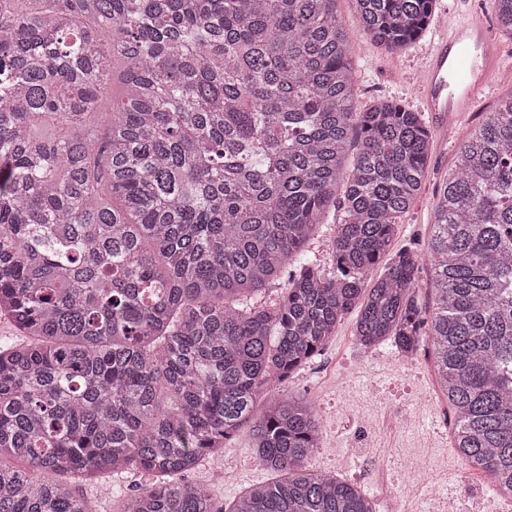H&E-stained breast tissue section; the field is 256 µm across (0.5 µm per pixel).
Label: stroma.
Instances as JSON below:
<instances>
[{
  "mask_svg": "<svg viewBox=\"0 0 512 512\" xmlns=\"http://www.w3.org/2000/svg\"><path fill=\"white\" fill-rule=\"evenodd\" d=\"M458 7V0H437L425 35L406 49L390 53L365 33L350 0H340L338 10L353 51L357 106L365 108L376 100L391 98L422 112L420 80L425 49L436 37L442 19ZM511 92L510 86L492 83L475 111L462 117L449 115L446 130L436 129L432 116L424 114V122L434 129L427 173L416 199L398 220L390 253L426 254L439 189L458 148L497 101ZM355 321V314H347L319 354L285 384L290 393L327 404L320 413L321 437L308 463L310 471L329 470L355 484L375 499L377 512H387L389 490L402 485L413 492L419 512H512V499L490 493L488 476L471 470L453 449V414L438 387L430 344H423L406 365L391 344L369 352L358 349ZM373 383L388 390L393 405L377 410L375 428L365 431L353 420L349 408L352 402L366 399ZM404 405L415 411V426L410 430L394 423L398 407ZM377 447L388 458V469L373 462L370 451ZM417 447L427 450L429 471L436 476L432 485L404 479L406 457ZM273 479V473L254 464L245 429L226 443L221 456L203 460L185 476L186 482L208 486L216 507L223 512L253 485ZM148 482V475L131 469L87 479L80 492L92 512H120L125 498Z\"/></svg>",
  "mask_w": 512,
  "mask_h": 512,
  "instance_id": "stroma-1",
  "label": "stroma"
}]
</instances>
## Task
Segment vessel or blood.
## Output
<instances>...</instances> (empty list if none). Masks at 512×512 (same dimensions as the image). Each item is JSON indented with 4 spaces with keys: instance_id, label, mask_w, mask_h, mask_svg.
<instances>
[{
    "instance_id": "b4317fda",
    "label": "vessel or blood",
    "mask_w": 512,
    "mask_h": 512,
    "mask_svg": "<svg viewBox=\"0 0 512 512\" xmlns=\"http://www.w3.org/2000/svg\"><path fill=\"white\" fill-rule=\"evenodd\" d=\"M502 60L482 21L446 26L432 44L422 79V99L437 122L472 111L501 69Z\"/></svg>"
}]
</instances>
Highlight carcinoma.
Here are the masks:
<instances>
[{"label":"carcinoma","instance_id":"obj_1","mask_svg":"<svg viewBox=\"0 0 512 512\" xmlns=\"http://www.w3.org/2000/svg\"><path fill=\"white\" fill-rule=\"evenodd\" d=\"M352 2L391 52L436 7ZM336 3L0 0V312L28 337L0 347V512H90L74 482L131 468L158 481L123 512H220L181 477L245 423L280 478L226 512H375L308 471L317 411L281 390L356 306L364 347L408 356L430 339L456 448L512 498V93L440 187L428 317L416 255L369 273L432 133L397 101L356 106ZM492 6L512 34V0ZM116 62L124 95L102 138L92 117ZM336 202L326 268L305 248ZM285 272L275 303H249ZM416 291L419 306L422 307V310H427L431 313L435 307V289L433 272L430 264L427 262H423V265H421Z\"/></svg>","mask_w":512,"mask_h":512}]
</instances>
